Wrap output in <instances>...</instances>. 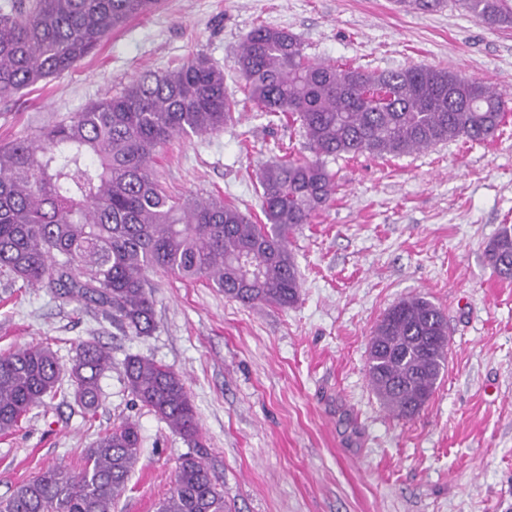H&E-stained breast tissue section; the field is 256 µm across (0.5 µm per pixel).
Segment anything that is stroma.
<instances>
[{
    "instance_id": "35a3bbf8",
    "label": "stroma",
    "mask_w": 512,
    "mask_h": 512,
    "mask_svg": "<svg viewBox=\"0 0 512 512\" xmlns=\"http://www.w3.org/2000/svg\"><path fill=\"white\" fill-rule=\"evenodd\" d=\"M260 24L298 34L316 62L457 71L512 109V28L479 22L454 0L425 13L394 0H161L69 73L0 102V142L36 138L132 79L200 54L223 70L239 110L220 132L174 138L156 173L173 196L213 194L263 222L258 169L307 149L298 124L244 99L236 60ZM328 169V205L288 235L302 288L286 309L152 273L156 329L139 337L84 303L0 275V353L47 342L66 365L91 338L112 351L94 418L65 382L0 435V499L48 468L78 470L96 436L129 419L142 451L114 512H157L193 448L127 389L123 361L139 354L184 377L198 451L227 512H512V280L486 258L512 226V113L485 141L345 155ZM413 294L445 313L450 346L433 397L404 420L378 399L366 363L377 322Z\"/></svg>"
}]
</instances>
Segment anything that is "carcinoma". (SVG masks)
<instances>
[{"instance_id": "obj_1", "label": "carcinoma", "mask_w": 512, "mask_h": 512, "mask_svg": "<svg viewBox=\"0 0 512 512\" xmlns=\"http://www.w3.org/2000/svg\"><path fill=\"white\" fill-rule=\"evenodd\" d=\"M442 2L397 0L422 12ZM458 2L478 20L512 28V0ZM155 3L11 0L0 8V102L69 72ZM237 64L248 100L299 124L311 153L259 169L266 223L255 224L212 196L177 200L155 174L157 155L174 136L218 132L233 120L236 101L224 71L197 55L175 69L147 72L120 93L42 128L36 143H0V275L82 301L135 336H150L156 327L150 272L206 280L243 306L286 308L301 288L288 232L311 223L330 197L328 160L401 157L457 139L483 141L506 115L495 90L459 72L316 63L298 35L263 24L248 35ZM487 258L500 277L512 279L511 227L500 229ZM447 358L445 315L423 297H406L373 332L368 377L386 408L410 420L431 399ZM111 365L109 348L95 340L77 344L70 381L89 418L102 404L100 378ZM60 374L48 345L0 354V434L15 431L32 408L54 397ZM123 374L136 401L197 439L199 420L179 373L129 355ZM141 445L131 420L107 429L86 449L79 472L47 469L1 500L0 512H112ZM159 512H224V493L200 456L180 458Z\"/></svg>"}]
</instances>
